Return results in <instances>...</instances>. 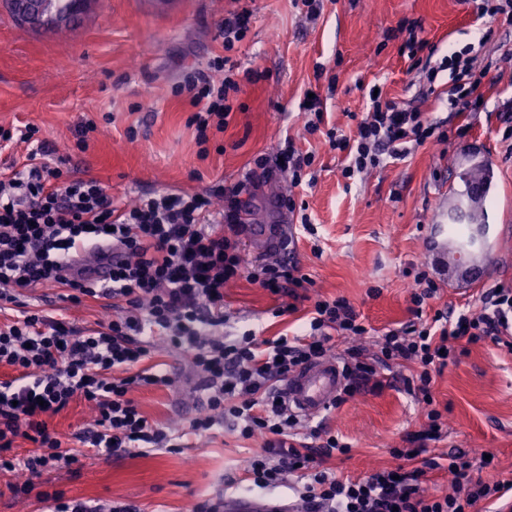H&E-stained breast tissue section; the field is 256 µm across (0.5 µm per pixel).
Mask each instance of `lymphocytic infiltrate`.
<instances>
[{"label":"lymphocytic infiltrate","instance_id":"f902f5d3","mask_svg":"<svg viewBox=\"0 0 512 512\" xmlns=\"http://www.w3.org/2000/svg\"><path fill=\"white\" fill-rule=\"evenodd\" d=\"M250 18L245 10L225 17L223 54L210 58L206 69L187 71L172 88L192 107L189 123L199 156H207L210 141L241 108L242 87L228 53L246 38ZM473 63L464 49L427 69L431 85L441 72L453 75L449 111L481 105ZM299 108L305 131H325L330 149L344 153L341 174L349 180L385 160L405 158L431 137H446L425 113L374 96L350 136L323 129L321 98H303ZM36 143L19 168L0 174V313L12 315L0 326V366L14 372L0 380V472L11 475L14 495L34 492L33 479L42 473L70 468L74 457L47 419L79 397L95 410L91 427L78 436L95 457L181 451L182 434L151 422L133 398L140 388L168 381L144 364L159 338L187 355L203 396L191 433L225 425L240 439H262V448L245 462L247 490L277 489L297 472L303 484L294 496L304 512H504L512 503V478H483L488 460L460 451L439 456L426 447L440 438L434 373L469 345L489 340L512 348L511 288L484 291L478 309H438L428 318L424 310L439 285L426 270L416 269L413 320L386 330L369 348L359 343L369 330L348 299L310 297L314 282L300 267L251 261L244 253V196L259 181L282 173L301 186L315 162L312 151L288 139L277 161L258 156L233 184L205 193H153L120 207L100 180L69 178L61 163L52 162L49 142ZM90 248L100 262H111L109 282H102L96 269L80 266ZM241 278L282 297V311L309 302L301 334L267 338L252 329L225 332L224 290ZM40 286L55 289L59 300L71 304L111 301L115 313L81 328L63 311L30 310L21 297ZM333 351L347 379L344 398L369 383L381 388L379 369L398 367L404 390L422 404L427 427L423 434H407L404 447L393 449L398 467L337 476L329 462L348 454L350 444L318 427L300 437L299 419L275 396L273 382ZM20 438L34 443L36 453L13 455ZM440 469L454 478L452 492L441 496L424 487L428 473Z\"/></svg>","mask_w":512,"mask_h":512}]
</instances>
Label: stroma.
<instances>
[{
  "label": "stroma",
  "mask_w": 512,
  "mask_h": 512,
  "mask_svg": "<svg viewBox=\"0 0 512 512\" xmlns=\"http://www.w3.org/2000/svg\"><path fill=\"white\" fill-rule=\"evenodd\" d=\"M243 9L251 14V29L230 58L254 79L243 84L244 111L202 159L188 124L192 108L172 87L185 71L205 68L221 52L225 15ZM404 20L418 24L419 38L428 43L414 61L399 51L397 28ZM481 29L492 36L480 55L498 58L499 66L482 80V105L455 117L448 110L450 72H442L428 93L423 67L476 42ZM504 38L502 21L477 18L470 0H326L315 20L294 0H88L75 21L56 28L23 24L0 0V127L36 125L40 138L65 158L71 177L100 179L122 203L166 189L202 191L235 182L255 157L275 156L284 137L293 138L315 152V182L303 190L291 189L284 176L260 184L250 200V221L269 234L247 237L246 255L268 257L278 229L292 221L278 202L294 195L306 203L315 233L299 236L289 261L312 277L316 293L347 298L379 334L412 318L413 281L404 275L409 266H424L439 284L436 308L474 307L487 288H512V140L500 119L512 113V57L503 55ZM313 86L324 99L328 125L344 134L354 133V117L376 87L383 98L428 113L448 137L345 179L343 154L330 150L325 135H308L298 116ZM89 119L97 129L86 134L82 125ZM81 138L87 141L83 151L75 147ZM474 154L493 169L486 209L500 234L477 276L469 277L446 264L432 234ZM280 303L244 279L224 290V311L241 331L260 326L272 337L300 329L301 313L275 316ZM153 360L172 382L140 389L136 401L150 421L185 428L202 406L187 378V359L159 343ZM433 394L446 434L429 449L490 454L494 462L484 477L512 476V351L489 341L470 346L435 374ZM91 418L80 399L49 418V428L77 461L71 470L37 478L38 492L128 503L137 512H187L225 484L240 483L246 459L261 446L216 430L190 437L179 453L104 460L88 455L77 439ZM320 423L351 445L332 466L359 476L396 467L393 449L402 447L406 432L422 430L425 420L402 384L388 377L382 388L364 386Z\"/></svg>",
  "instance_id": "obj_1"
}]
</instances>
